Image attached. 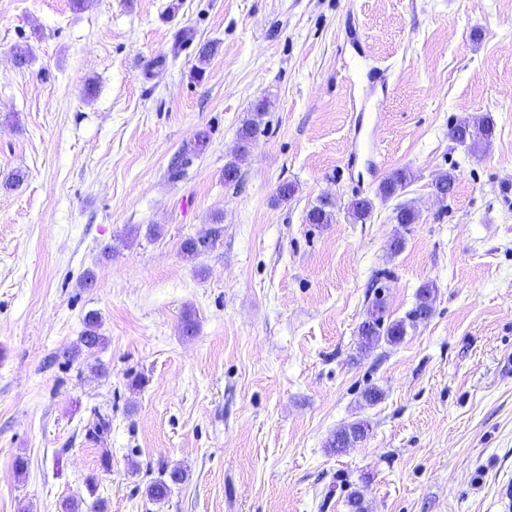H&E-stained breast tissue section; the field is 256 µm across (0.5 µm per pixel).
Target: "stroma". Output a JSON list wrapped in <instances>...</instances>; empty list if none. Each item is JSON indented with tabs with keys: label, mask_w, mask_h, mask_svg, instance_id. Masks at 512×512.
<instances>
[{
	"label": "stroma",
	"mask_w": 512,
	"mask_h": 512,
	"mask_svg": "<svg viewBox=\"0 0 512 512\" xmlns=\"http://www.w3.org/2000/svg\"><path fill=\"white\" fill-rule=\"evenodd\" d=\"M474 114L478 152L449 136ZM509 183L512 0H0V512H512ZM426 285L428 320L362 350L374 296L399 320ZM223 228L219 225L210 227L209 230L197 238H190L183 242L181 250L187 257H194L196 254L213 246L221 236ZM368 425L362 422L351 423L338 432L331 441V447L339 451L343 448H350L351 445L360 442L367 435ZM184 472L181 469H174L165 475L159 477L146 488V495L152 501H161L165 499L171 491V484H178L183 480Z\"/></svg>",
	"instance_id": "35a3bbf8"
}]
</instances>
